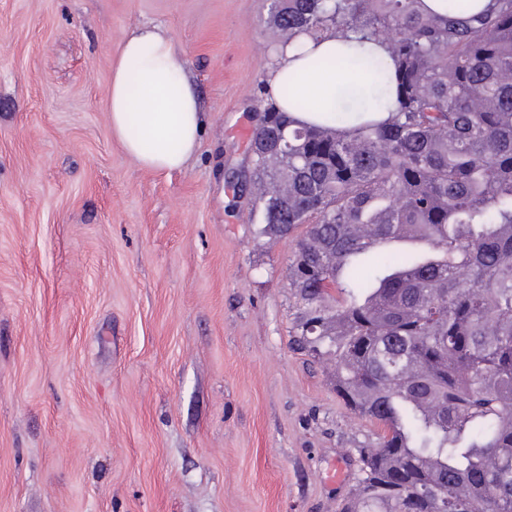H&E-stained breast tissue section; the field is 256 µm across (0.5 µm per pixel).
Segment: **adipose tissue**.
Wrapping results in <instances>:
<instances>
[{"instance_id":"ef3b65f1","label":"adipose tissue","mask_w":512,"mask_h":512,"mask_svg":"<svg viewBox=\"0 0 512 512\" xmlns=\"http://www.w3.org/2000/svg\"><path fill=\"white\" fill-rule=\"evenodd\" d=\"M358 56L343 70L322 61ZM389 62L381 41L363 45L329 35L305 36L271 51L269 99L304 124L350 126L357 119L384 120L395 111V96L384 107L367 108L374 76L366 58ZM113 135L140 167L154 172L182 170L200 146L203 121L197 94L173 39L160 27L126 33L105 102Z\"/></svg>"}]
</instances>
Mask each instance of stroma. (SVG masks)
<instances>
[{
	"mask_svg": "<svg viewBox=\"0 0 512 512\" xmlns=\"http://www.w3.org/2000/svg\"><path fill=\"white\" fill-rule=\"evenodd\" d=\"M270 0H0V512H337L380 429L292 349L248 145ZM167 30L204 133L142 169L104 103Z\"/></svg>",
	"mask_w": 512,
	"mask_h": 512,
	"instance_id": "35a3bbf8",
	"label": "stroma"
}]
</instances>
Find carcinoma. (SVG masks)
Here are the masks:
<instances>
[{
	"label": "carcinoma",
	"mask_w": 512,
	"mask_h": 512,
	"mask_svg": "<svg viewBox=\"0 0 512 512\" xmlns=\"http://www.w3.org/2000/svg\"><path fill=\"white\" fill-rule=\"evenodd\" d=\"M468 4L272 0L284 41L380 39L399 77L388 120L281 112L252 160L258 235L294 241V344L381 426L340 512H512V0Z\"/></svg>",
	"instance_id": "carcinoma-1"
}]
</instances>
